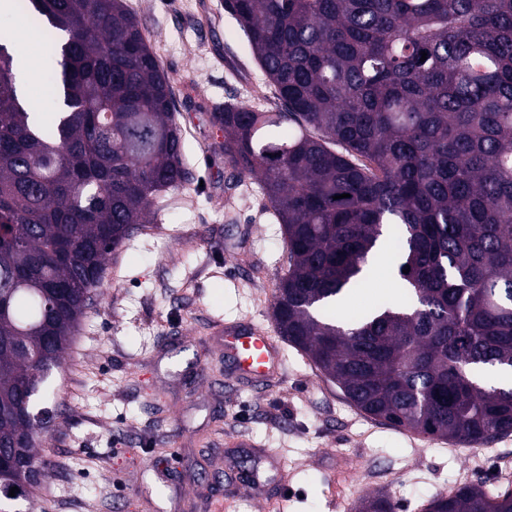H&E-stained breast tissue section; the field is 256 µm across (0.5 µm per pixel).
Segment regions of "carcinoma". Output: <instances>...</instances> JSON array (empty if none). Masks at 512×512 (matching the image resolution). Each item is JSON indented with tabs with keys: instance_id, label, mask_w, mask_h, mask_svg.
<instances>
[{
	"instance_id": "carcinoma-1",
	"label": "carcinoma",
	"mask_w": 512,
	"mask_h": 512,
	"mask_svg": "<svg viewBox=\"0 0 512 512\" xmlns=\"http://www.w3.org/2000/svg\"><path fill=\"white\" fill-rule=\"evenodd\" d=\"M18 7L45 33L52 108L21 104L0 34V452L23 437L32 463L0 469V512H47L33 498L47 422L17 408L61 367L108 254L189 172L172 87L126 0ZM224 7L281 102L211 113L224 163L283 227L280 335L370 417L463 447L512 434V389L484 386L512 367V0ZM383 241L401 300L335 312ZM353 512L392 505L378 493ZM423 512H512V491L463 485Z\"/></svg>"
}]
</instances>
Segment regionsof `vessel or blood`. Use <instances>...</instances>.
I'll list each match as a JSON object with an SVG mask.
<instances>
[{"mask_svg": "<svg viewBox=\"0 0 512 512\" xmlns=\"http://www.w3.org/2000/svg\"><path fill=\"white\" fill-rule=\"evenodd\" d=\"M224 352L249 380L267 381L279 370L280 352L275 338L254 326L225 327Z\"/></svg>", "mask_w": 512, "mask_h": 512, "instance_id": "1", "label": "vessel or blood"}]
</instances>
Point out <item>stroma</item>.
Instances as JSON below:
<instances>
[{
    "label": "stroma",
    "instance_id": "obj_1",
    "mask_svg": "<svg viewBox=\"0 0 512 512\" xmlns=\"http://www.w3.org/2000/svg\"><path fill=\"white\" fill-rule=\"evenodd\" d=\"M127 2L173 87L191 179L109 256L46 382L35 497L53 512H337L332 496L381 492L422 512L466 483L512 490V434L464 448L371 419L288 344L273 382L233 377L217 328L274 331L288 251L257 186L229 184L207 114L280 101L224 0Z\"/></svg>",
    "mask_w": 512,
    "mask_h": 512
}]
</instances>
